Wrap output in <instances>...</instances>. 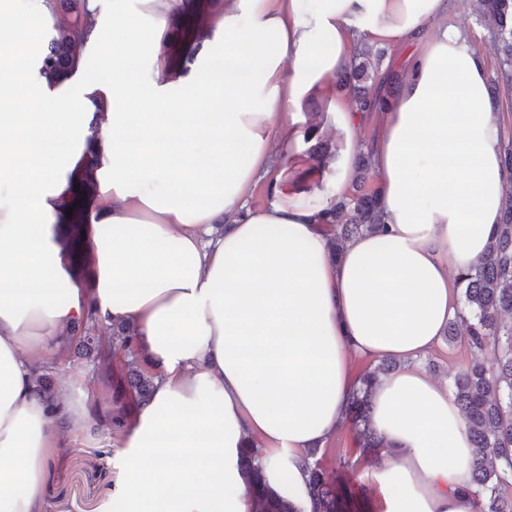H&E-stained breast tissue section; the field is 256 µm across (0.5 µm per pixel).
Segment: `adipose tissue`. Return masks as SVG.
Instances as JSON below:
<instances>
[{
    "instance_id": "ef3b65f1",
    "label": "adipose tissue",
    "mask_w": 512,
    "mask_h": 512,
    "mask_svg": "<svg viewBox=\"0 0 512 512\" xmlns=\"http://www.w3.org/2000/svg\"><path fill=\"white\" fill-rule=\"evenodd\" d=\"M317 2L83 0L61 81L42 67L58 0H0V512H44L47 450L87 418L67 390L49 412L34 374L91 308L156 374L114 443L112 512H252L249 444L309 506L307 452L343 424L354 360L386 356L403 366L371 399L384 512H473L476 450L419 358L501 219L488 61L456 0ZM366 44L413 51L371 144L382 223L337 253L319 215L355 181L363 115L335 79ZM314 101L338 154L308 201L282 165Z\"/></svg>"
}]
</instances>
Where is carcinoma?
<instances>
[{"label": "carcinoma", "instance_id": "carcinoma-1", "mask_svg": "<svg viewBox=\"0 0 512 512\" xmlns=\"http://www.w3.org/2000/svg\"><path fill=\"white\" fill-rule=\"evenodd\" d=\"M81 0H59L60 16L67 19L55 25V35L47 44L43 60L46 68L64 79L79 54L80 43L74 32L81 25ZM480 22L487 29L498 59L497 77L512 86V0H479ZM380 52L366 46L355 56L349 71L337 77L336 85L351 93L363 112H380L399 83L398 75L388 72L369 74ZM336 251L357 236L378 229L381 213L374 191L353 187L324 211ZM462 306L448 320L446 340L464 342L472 361L454 377L452 394L465 419L468 434L477 448L468 472V489L474 512H512V188L504 202L501 222L495 225L486 253L475 267L457 276ZM493 359L484 360L487 351ZM396 368L391 358L365 367L358 375L350 397L346 418L357 430L363 461L370 463L382 456L385 445L371 421V394L380 374ZM115 398L132 395L136 401H148L154 389V376L140 370L136 359L126 370L106 375ZM36 391L46 406L56 402V391L44 369H37ZM307 464L308 485L313 512H338L336 480L313 459ZM246 476L247 494L253 512H303L284 492L271 488L258 462V452L244 448L240 456Z\"/></svg>", "mask_w": 512, "mask_h": 512}]
</instances>
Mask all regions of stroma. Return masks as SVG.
<instances>
[{
    "label": "stroma",
    "instance_id": "obj_1",
    "mask_svg": "<svg viewBox=\"0 0 512 512\" xmlns=\"http://www.w3.org/2000/svg\"><path fill=\"white\" fill-rule=\"evenodd\" d=\"M49 373L55 388L84 392L91 406L88 427L69 432L63 449L48 458L43 483L46 512H110L122 484L113 462L112 432L98 420L110 406V394L93 357L81 348L62 354ZM344 480L351 489L345 512H383L382 492L367 465H359Z\"/></svg>",
    "mask_w": 512,
    "mask_h": 512
}]
</instances>
